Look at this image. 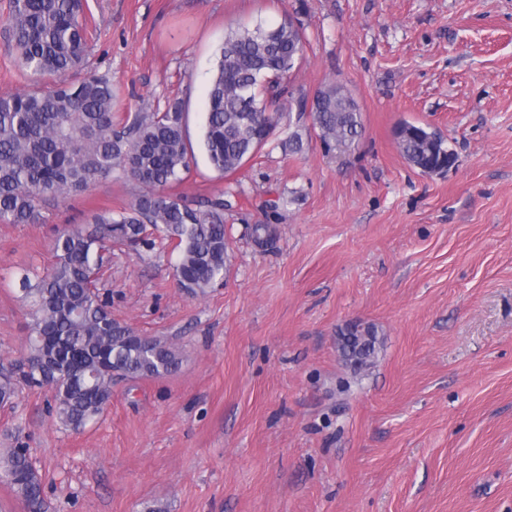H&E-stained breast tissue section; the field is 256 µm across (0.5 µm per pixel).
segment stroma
Listing matches in <instances>:
<instances>
[{
	"mask_svg": "<svg viewBox=\"0 0 512 512\" xmlns=\"http://www.w3.org/2000/svg\"><path fill=\"white\" fill-rule=\"evenodd\" d=\"M89 67L122 116L180 100L194 158L174 186L223 194L230 262L202 296L179 288L172 243L113 248L98 286L112 316L181 352L172 374L121 380L74 431L46 389L0 410V452L26 445L47 512H512V0H88ZM294 13L291 86L342 81L362 113L355 149L283 150L280 122L234 174L209 164L204 106L231 22ZM0 96L32 88L4 49ZM444 136L455 163L409 165L394 131ZM114 175L0 223V361L27 350L19 280L49 269L58 228L138 193ZM280 202L279 213L269 205ZM268 224L273 239L250 235ZM373 325V367L337 351Z\"/></svg>",
	"mask_w": 512,
	"mask_h": 512,
	"instance_id": "35a3bbf8",
	"label": "stroma"
}]
</instances>
